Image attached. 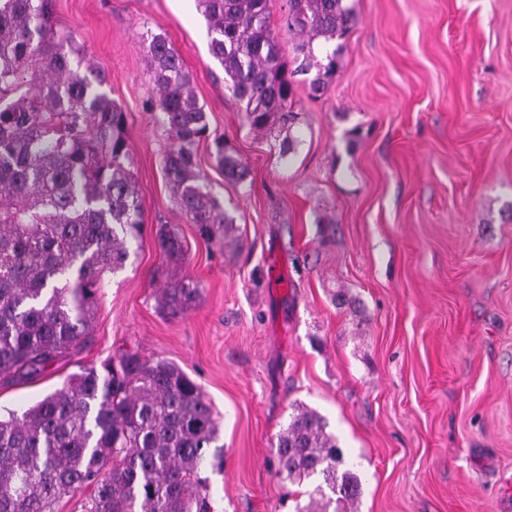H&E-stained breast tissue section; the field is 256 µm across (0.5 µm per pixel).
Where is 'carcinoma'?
Here are the masks:
<instances>
[{
    "label": "carcinoma",
    "mask_w": 512,
    "mask_h": 512,
    "mask_svg": "<svg viewBox=\"0 0 512 512\" xmlns=\"http://www.w3.org/2000/svg\"><path fill=\"white\" fill-rule=\"evenodd\" d=\"M209 49L224 69L251 129L291 128L295 77L313 74L312 97L336 75L343 39L355 23L345 0H286L285 26L299 36L292 65L270 27V0H199ZM143 42L155 110L173 144L163 156L180 208L209 235L233 230L199 183L196 146L210 137L204 106L179 53L161 34ZM71 35L55 28L52 0H0V376L28 379L87 336L98 288L123 269L142 213L131 172L126 114L99 71L71 68ZM224 179L249 172L224 140H213ZM169 257L175 233H158ZM196 289L165 290L170 308ZM324 418L297 406L277 437L276 475L314 483L297 512H355L358 476ZM213 407L180 367L127 351L81 369L22 415L0 418V512H53L56 499L94 487L85 512H210L200 476L218 439Z\"/></svg>",
    "instance_id": "obj_1"
}]
</instances>
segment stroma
Instances as JSON below:
<instances>
[{
  "label": "stroma",
  "instance_id": "35a3bbf8",
  "mask_svg": "<svg viewBox=\"0 0 512 512\" xmlns=\"http://www.w3.org/2000/svg\"><path fill=\"white\" fill-rule=\"evenodd\" d=\"M348 4L356 24L325 94L298 88L292 131L259 133L209 53L198 0H54L73 71H104L126 113L145 232L105 276L86 342L32 380L0 377L1 415L133 350L177 364L214 408L223 461L200 471L211 512L307 502L275 475L298 404L325 417L359 475L357 512H512V0ZM149 31L250 171L229 183L212 145L197 148L233 240L202 236L165 176ZM289 133L299 145L283 157ZM163 226L179 258L160 251ZM274 261L287 287H268ZM174 279L198 291L176 313L160 302Z\"/></svg>",
  "mask_w": 512,
  "mask_h": 512
}]
</instances>
